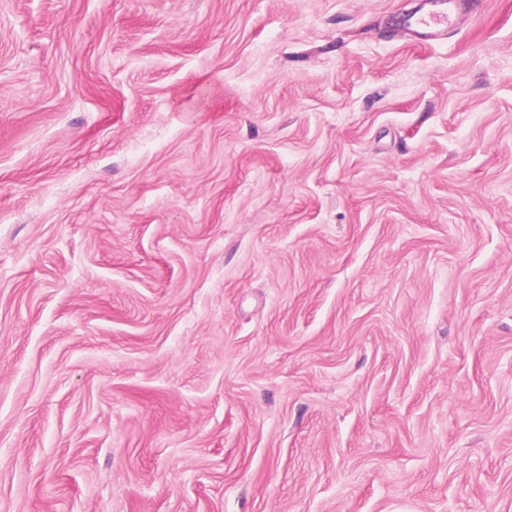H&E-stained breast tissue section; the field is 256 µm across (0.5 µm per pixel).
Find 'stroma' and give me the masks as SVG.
I'll return each mask as SVG.
<instances>
[{
	"mask_svg": "<svg viewBox=\"0 0 512 512\" xmlns=\"http://www.w3.org/2000/svg\"><path fill=\"white\" fill-rule=\"evenodd\" d=\"M0 0V512H512V0ZM459 3L455 0H427V8L408 20L413 36L435 40L459 18Z\"/></svg>",
	"mask_w": 512,
	"mask_h": 512,
	"instance_id": "obj_1",
	"label": "stroma"
}]
</instances>
